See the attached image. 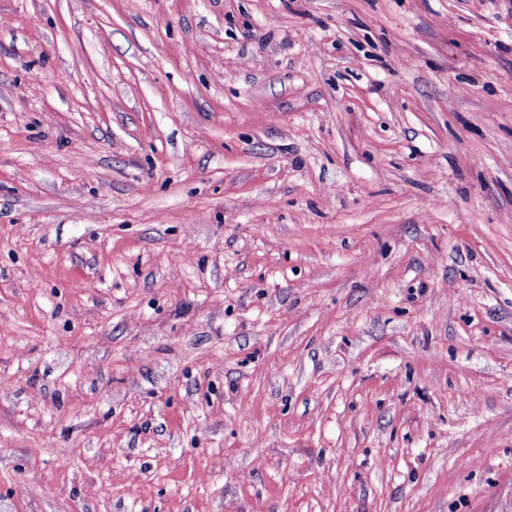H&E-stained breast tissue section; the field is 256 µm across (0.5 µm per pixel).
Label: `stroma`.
<instances>
[{"mask_svg": "<svg viewBox=\"0 0 512 512\" xmlns=\"http://www.w3.org/2000/svg\"><path fill=\"white\" fill-rule=\"evenodd\" d=\"M0 512H512V0H0Z\"/></svg>", "mask_w": 512, "mask_h": 512, "instance_id": "stroma-1", "label": "stroma"}]
</instances>
